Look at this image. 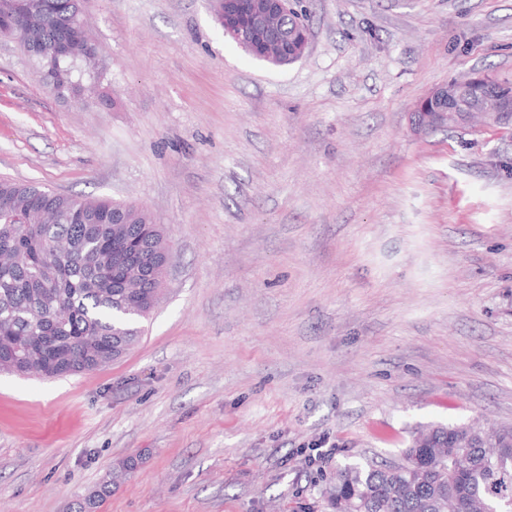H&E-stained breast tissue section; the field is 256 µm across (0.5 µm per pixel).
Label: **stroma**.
Wrapping results in <instances>:
<instances>
[{
    "label": "stroma",
    "mask_w": 512,
    "mask_h": 512,
    "mask_svg": "<svg viewBox=\"0 0 512 512\" xmlns=\"http://www.w3.org/2000/svg\"><path fill=\"white\" fill-rule=\"evenodd\" d=\"M272 67L211 0H87L84 100L0 40V177L127 201L169 244L120 359L0 374V512H316L411 432L512 427V124L414 134L470 70L512 81V0H306ZM293 4L288 11L280 13V25L283 33L288 37V45H298L302 42L303 37L310 35L309 20L305 6L301 5V1L293 0ZM300 12V14L298 12ZM131 468V463L126 464L122 468H120L117 471H114L110 474L109 484H106V486L103 487L99 492L89 494L85 496L82 501L79 503L78 506V512H97L100 508V504L103 501V496L105 492H107V489L110 485H112V479L113 482L118 480L119 478H122V476L125 474L128 469Z\"/></svg>",
    "instance_id": "obj_1"
}]
</instances>
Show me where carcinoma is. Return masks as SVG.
<instances>
[{"mask_svg":"<svg viewBox=\"0 0 512 512\" xmlns=\"http://www.w3.org/2000/svg\"><path fill=\"white\" fill-rule=\"evenodd\" d=\"M34 0H0V27L36 60L72 51L64 74L43 70L60 94L79 95L77 63L97 57L81 25L82 0H51L47 21L19 23ZM288 44L310 35L300 0L280 13ZM476 93L508 95L512 85L484 76ZM25 218L26 224L17 220ZM168 247L144 209L107 198L61 195L0 179V362L18 376L54 378L91 371L126 353L160 295ZM462 426L437 425L444 457L407 447L408 466L354 462L336 468L322 495L329 512H506L512 508L509 436L480 429L470 447ZM107 489L85 496L78 512H98Z\"/></svg>","mask_w":512,"mask_h":512,"instance_id":"cac0c4a2","label":"carcinoma"}]
</instances>
